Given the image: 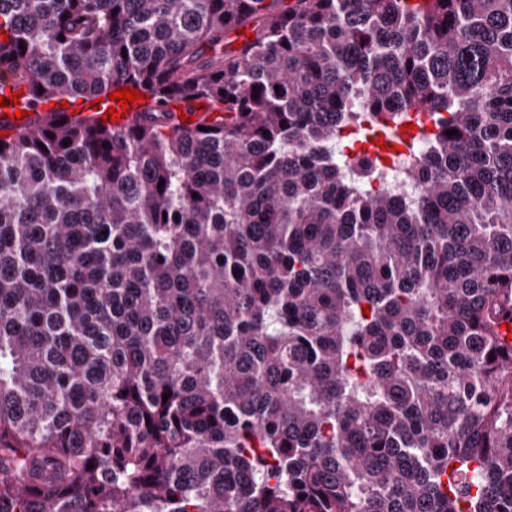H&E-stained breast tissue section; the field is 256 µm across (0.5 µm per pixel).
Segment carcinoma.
<instances>
[{
	"mask_svg": "<svg viewBox=\"0 0 512 512\" xmlns=\"http://www.w3.org/2000/svg\"><path fill=\"white\" fill-rule=\"evenodd\" d=\"M0 30L35 109L148 100L0 136V512H512V0H0ZM412 112L411 199L336 161Z\"/></svg>",
	"mask_w": 512,
	"mask_h": 512,
	"instance_id": "cac0c4a2",
	"label": "carcinoma"
}]
</instances>
